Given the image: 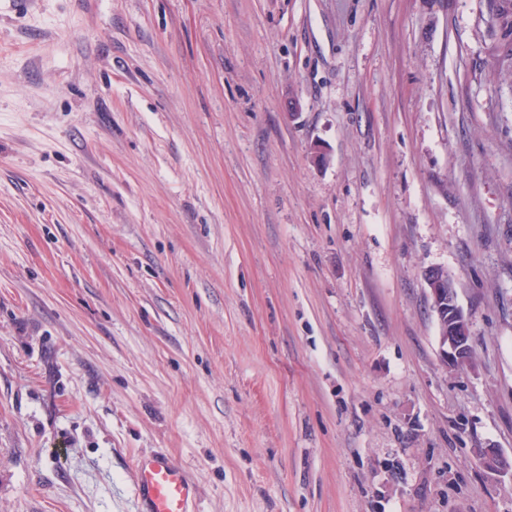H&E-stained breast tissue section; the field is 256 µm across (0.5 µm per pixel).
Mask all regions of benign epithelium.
I'll use <instances>...</instances> for the list:
<instances>
[{
    "label": "benign epithelium",
    "mask_w": 512,
    "mask_h": 512,
    "mask_svg": "<svg viewBox=\"0 0 512 512\" xmlns=\"http://www.w3.org/2000/svg\"><path fill=\"white\" fill-rule=\"evenodd\" d=\"M424 282L437 316L441 361L450 370H461L472 360V336L469 319L457 304L454 281L443 269L432 267L425 271ZM473 452L488 471L512 475V458L499 449L475 448Z\"/></svg>",
    "instance_id": "benign-epithelium-1"
}]
</instances>
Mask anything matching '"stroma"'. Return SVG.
<instances>
[{"mask_svg":"<svg viewBox=\"0 0 512 512\" xmlns=\"http://www.w3.org/2000/svg\"><path fill=\"white\" fill-rule=\"evenodd\" d=\"M488 0H0V512H512V73ZM452 276V371L423 274ZM474 455L484 468L494 474H510L512 477V458L505 457L497 448H477ZM134 490L141 512H192L198 487L168 456H138L133 464Z\"/></svg>","mask_w":512,"mask_h":512,"instance_id":"obj_1","label":"stroma"}]
</instances>
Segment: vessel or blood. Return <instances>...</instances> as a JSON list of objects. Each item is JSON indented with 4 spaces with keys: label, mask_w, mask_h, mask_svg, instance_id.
Listing matches in <instances>:
<instances>
[{
    "label": "vessel or blood",
    "mask_w": 512,
    "mask_h": 512,
    "mask_svg": "<svg viewBox=\"0 0 512 512\" xmlns=\"http://www.w3.org/2000/svg\"><path fill=\"white\" fill-rule=\"evenodd\" d=\"M134 490L142 512H191L198 487L168 456H138L133 464Z\"/></svg>",
    "instance_id": "1"
}]
</instances>
